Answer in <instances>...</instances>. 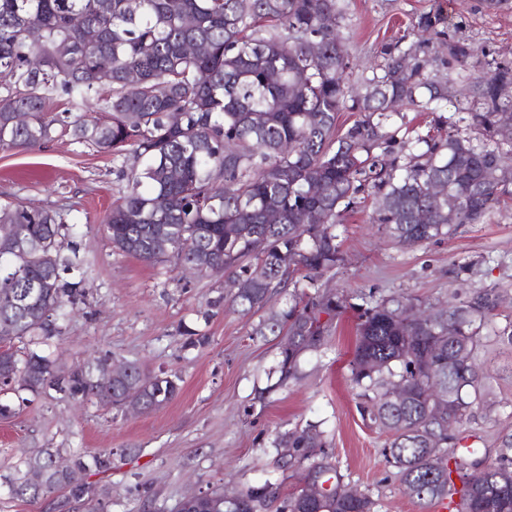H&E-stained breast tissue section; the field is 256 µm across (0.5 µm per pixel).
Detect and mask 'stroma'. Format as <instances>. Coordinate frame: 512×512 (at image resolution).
<instances>
[{
  "mask_svg": "<svg viewBox=\"0 0 512 512\" xmlns=\"http://www.w3.org/2000/svg\"><path fill=\"white\" fill-rule=\"evenodd\" d=\"M430 10L449 34L512 65V0L498 8L484 0H346L340 30L354 64L348 84L359 87L363 68L381 63L383 45L416 41V20ZM116 192L111 156L70 137L35 151L0 150V201L49 206L75 227L85 297L61 324L52 348L57 367L135 362L179 375L181 390L155 410L120 414L55 392L29 396L0 418V475L25 452L57 448L73 459L110 449L111 471L85 477L110 500L109 512H175L190 494L267 481L277 497L266 512H280L309 464L285 467L276 441L312 425L318 461L369 494L378 512H423L381 453L387 433L360 411L350 367L359 314L371 298L443 309L453 294L494 288L493 325L512 323V197L485 223L414 247L371 224L372 203L346 213L337 229L340 259L318 280L321 290L342 294L344 309L328 322L322 346L301 354L296 378L283 382L274 367L286 336L260 324L283 308L284 295L244 315L231 306L225 274L201 277L172 260L150 265L115 251L103 220ZM191 330L206 332L208 344L191 346ZM484 369L493 394L473 427L480 447L493 451L500 431H512V352L488 354Z\"/></svg>",
  "mask_w": 512,
  "mask_h": 512,
  "instance_id": "35a3bbf8",
  "label": "stroma"
}]
</instances>
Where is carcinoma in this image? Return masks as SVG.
I'll return each mask as SVG.
<instances>
[{"instance_id": "cac0c4a2", "label": "carcinoma", "mask_w": 512, "mask_h": 512, "mask_svg": "<svg viewBox=\"0 0 512 512\" xmlns=\"http://www.w3.org/2000/svg\"><path fill=\"white\" fill-rule=\"evenodd\" d=\"M344 15L345 0H0V148H41L59 126L111 155L119 182L105 221L112 247L151 264L174 258L206 274L221 269L240 283L231 303L242 314L293 287L286 308L269 318L271 332L288 335L278 368L289 377L302 351L322 345L321 315L332 319L342 308L330 292L303 301L298 284L315 286L340 260L336 227L345 212L370 198L372 223L414 246L483 223L512 196V66L438 29L442 16L429 11L417 27L430 37L405 50L386 46L384 63L354 92L343 79L350 60L337 27L323 23ZM107 59L112 80L104 83ZM456 65L479 71L473 100L455 106L465 127L438 116L436 133L413 141L385 131L397 107L437 112L452 101L438 72ZM54 100L65 101L64 117L48 110ZM343 110L360 118L340 134ZM436 182L457 201L451 217L448 200L431 191ZM16 236L22 245L10 243ZM68 236L58 211L0 202V294L28 301L22 313L0 303V323L13 325L0 333V416L23 392L53 390L117 409L133 388L145 411L167 404L179 391L175 374L132 363L106 380L100 363L61 375L44 352L84 296ZM496 304L494 290L479 289L454 297L429 323L410 319L412 303L383 300L358 324L352 382L362 410L389 434L383 456L424 509L451 495L455 473L466 478L456 512H512V434L493 459L460 451L491 394L479 350L490 340L512 349V324L482 336ZM15 339L24 347L14 348ZM397 382L411 393L400 404L386 399ZM317 436L308 428L281 438L288 463L314 456ZM57 454L24 455L3 477L10 497L35 502L64 489L72 503L93 500L89 486L54 468ZM72 468L109 471L112 450L78 457ZM473 469L483 478L469 479ZM331 487L333 498L298 492L282 512H374L369 495L345 497L340 478ZM240 495L247 512H262L272 484Z\"/></svg>"}]
</instances>
